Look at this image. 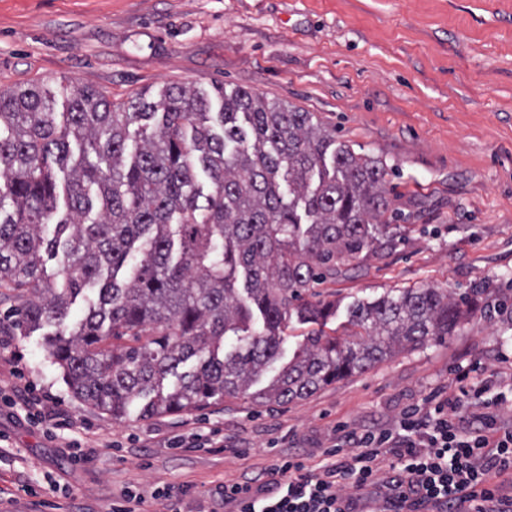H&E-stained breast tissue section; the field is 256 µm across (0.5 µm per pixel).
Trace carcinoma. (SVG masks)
Listing matches in <instances>:
<instances>
[{
  "instance_id": "obj_1",
  "label": "carcinoma",
  "mask_w": 512,
  "mask_h": 512,
  "mask_svg": "<svg viewBox=\"0 0 512 512\" xmlns=\"http://www.w3.org/2000/svg\"><path fill=\"white\" fill-rule=\"evenodd\" d=\"M217 94V110L191 86L116 105L84 87L56 112L36 86L0 89V304L22 331L57 327L45 344L65 384L114 419L226 398L287 405L452 335L463 315L447 290L404 288L354 306L349 338L328 335L332 305L304 293L392 246L386 164L336 143L312 112ZM46 255L59 259L55 281L43 278ZM293 316L312 329L250 392ZM230 336L239 344L226 350Z\"/></svg>"
}]
</instances>
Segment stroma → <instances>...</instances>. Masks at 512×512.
<instances>
[{"mask_svg": "<svg viewBox=\"0 0 512 512\" xmlns=\"http://www.w3.org/2000/svg\"><path fill=\"white\" fill-rule=\"evenodd\" d=\"M189 83L251 90L314 113L339 142L383 160L398 239L315 287L344 333L354 304L435 287L481 302L442 340L401 351L314 395L248 399L122 419L69 392L42 331L0 335V389L15 367L50 395L56 433L0 416V512H112L130 487L183 495L152 512H216L208 491L279 455L314 459L335 428L394 423L459 369L512 363V0H0V88L37 85L64 102L93 88L118 104ZM236 452L199 447L200 427ZM94 441L69 466L68 444Z\"/></svg>", "mask_w": 512, "mask_h": 512, "instance_id": "1", "label": "stroma"}]
</instances>
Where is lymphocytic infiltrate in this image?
<instances>
[{
	"label": "lymphocytic infiltrate",
	"mask_w": 512,
	"mask_h": 512,
	"mask_svg": "<svg viewBox=\"0 0 512 512\" xmlns=\"http://www.w3.org/2000/svg\"><path fill=\"white\" fill-rule=\"evenodd\" d=\"M392 428L344 430L309 463L288 456L212 489L224 512H512V421L504 393L458 378ZM352 494H345V487Z\"/></svg>",
	"instance_id": "obj_1"
}]
</instances>
